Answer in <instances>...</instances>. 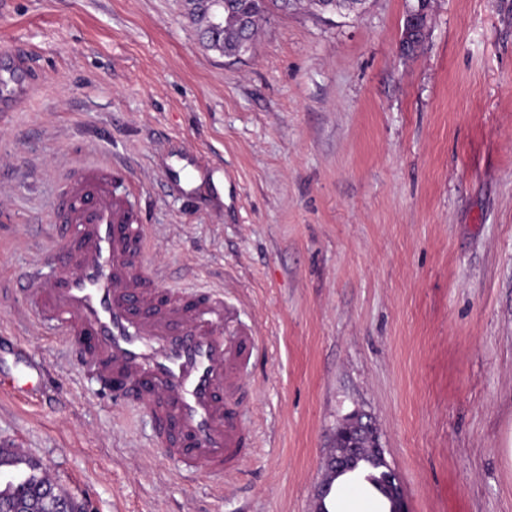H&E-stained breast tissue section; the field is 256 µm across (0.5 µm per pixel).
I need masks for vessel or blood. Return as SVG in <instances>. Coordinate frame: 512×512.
Wrapping results in <instances>:
<instances>
[{
  "label": "vessel or blood",
  "instance_id": "vessel-or-blood-1",
  "mask_svg": "<svg viewBox=\"0 0 512 512\" xmlns=\"http://www.w3.org/2000/svg\"><path fill=\"white\" fill-rule=\"evenodd\" d=\"M40 84L27 50L0 57V114L23 111ZM132 174L83 164L56 184L54 235L43 267L12 278L41 324L74 346L100 386L145 411L156 444L185 468L224 479L250 435L238 419L242 372L258 345L234 323L223 294L177 292L145 259L146 226ZM42 369L25 350L0 370V390H37Z\"/></svg>",
  "mask_w": 512,
  "mask_h": 512
}]
</instances>
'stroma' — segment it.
<instances>
[{"instance_id":"35a3bbf8","label":"stroma","mask_w":512,"mask_h":512,"mask_svg":"<svg viewBox=\"0 0 512 512\" xmlns=\"http://www.w3.org/2000/svg\"><path fill=\"white\" fill-rule=\"evenodd\" d=\"M298 9L252 52L203 47L182 0H0V50L42 83L0 122V277L48 245L56 181L130 166L149 264L223 291L259 349L243 374L253 446L217 482L157 448L72 346L0 300V331L47 375L0 393V448L89 512H318L336 427L375 421L408 512H512V0ZM223 198L175 183L179 153ZM428 19L429 16L419 12L417 6L410 7L406 16L410 29L405 38V44H401V49L404 53H408L411 47H420L422 45L428 27Z\"/></svg>"}]
</instances>
